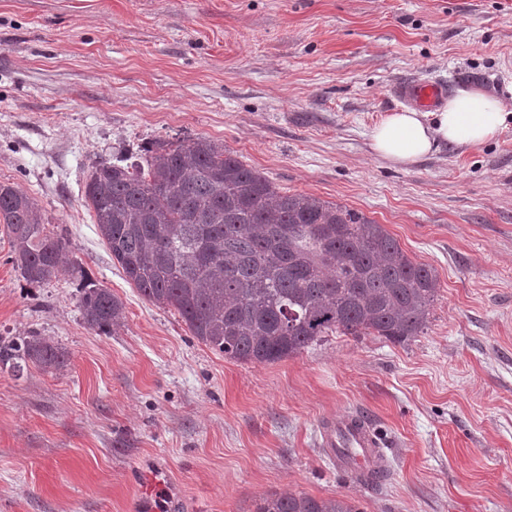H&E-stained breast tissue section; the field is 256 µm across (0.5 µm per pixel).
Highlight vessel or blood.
Instances as JSON below:
<instances>
[{"mask_svg":"<svg viewBox=\"0 0 512 512\" xmlns=\"http://www.w3.org/2000/svg\"><path fill=\"white\" fill-rule=\"evenodd\" d=\"M449 85L444 80L411 79L400 83L394 95L400 102L423 111H433L448 99ZM323 447L336 456L338 467L372 474L381 479L379 463L382 441L368 418L349 414L330 419L321 427Z\"/></svg>","mask_w":512,"mask_h":512,"instance_id":"b4317fda","label":"vessel or blood"}]
</instances>
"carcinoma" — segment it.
<instances>
[{"label":"carcinoma","instance_id":"1","mask_svg":"<svg viewBox=\"0 0 512 512\" xmlns=\"http://www.w3.org/2000/svg\"><path fill=\"white\" fill-rule=\"evenodd\" d=\"M85 201L101 238L139 293L172 306L192 336L236 361L271 364L333 333L405 342L425 331L439 283L385 228L347 206L283 192L224 145L198 137L145 149L141 162L101 164ZM296 224L309 233L288 235ZM0 227L29 283L57 271L64 244L36 201L0 183ZM88 328L121 323L122 303L94 283L79 299ZM45 371L67 362L41 336L0 346V363ZM254 512H361L353 499L288 490Z\"/></svg>","mask_w":512,"mask_h":512}]
</instances>
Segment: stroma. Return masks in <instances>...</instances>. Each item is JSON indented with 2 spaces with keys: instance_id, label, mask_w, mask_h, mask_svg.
Masks as SVG:
<instances>
[{
  "instance_id": "obj_1",
  "label": "stroma",
  "mask_w": 512,
  "mask_h": 512,
  "mask_svg": "<svg viewBox=\"0 0 512 512\" xmlns=\"http://www.w3.org/2000/svg\"><path fill=\"white\" fill-rule=\"evenodd\" d=\"M412 78L512 111V0H0V183L36 200L66 251L31 285L0 233V337L68 356L19 377L0 365V512H136L152 464L181 512H254L283 490L361 512H512V124L392 166L369 133ZM197 137L382 224L439 280L425 332L335 333L247 364L145 300L96 231L86 180ZM87 279L123 304L111 334L83 321ZM353 411L384 442L373 485L321 446L322 422Z\"/></svg>"
}]
</instances>
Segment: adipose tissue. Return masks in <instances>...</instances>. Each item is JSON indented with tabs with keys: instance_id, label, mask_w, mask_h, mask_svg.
I'll list each match as a JSON object with an SVG mask.
<instances>
[{
	"instance_id": "obj_1",
	"label": "adipose tissue",
	"mask_w": 512,
	"mask_h": 512,
	"mask_svg": "<svg viewBox=\"0 0 512 512\" xmlns=\"http://www.w3.org/2000/svg\"><path fill=\"white\" fill-rule=\"evenodd\" d=\"M507 121L502 99L464 89L436 112L406 109L386 115L370 132V149L391 165L408 167L441 145L476 148L496 139Z\"/></svg>"
}]
</instances>
